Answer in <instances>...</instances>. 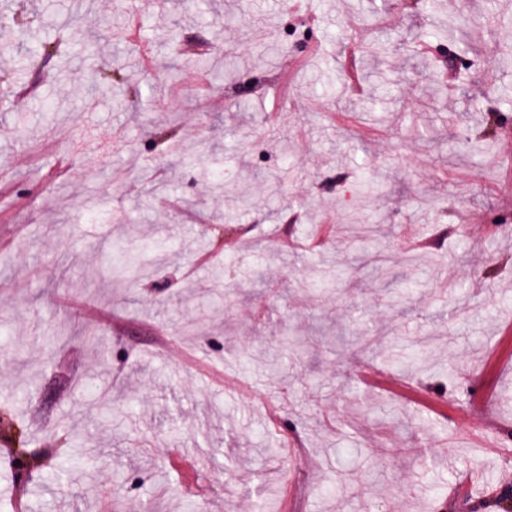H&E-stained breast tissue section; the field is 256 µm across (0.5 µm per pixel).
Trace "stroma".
<instances>
[{
    "label": "stroma",
    "mask_w": 512,
    "mask_h": 512,
    "mask_svg": "<svg viewBox=\"0 0 512 512\" xmlns=\"http://www.w3.org/2000/svg\"><path fill=\"white\" fill-rule=\"evenodd\" d=\"M448 17L453 32L422 38ZM508 49L512 0H438L431 16L418 0H0V406L33 448L78 461L21 489L0 469V505L501 512ZM487 116L493 146L468 152ZM170 194L208 223L159 210ZM287 207L307 214L298 237L336 230L318 251H282ZM410 226L431 249L411 251ZM113 241L168 258L117 280ZM215 244L223 262L184 279ZM68 293L123 329L61 306ZM421 335L435 338L424 371L390 362ZM288 337L302 347L281 376Z\"/></svg>",
    "instance_id": "stroma-1"
}]
</instances>
